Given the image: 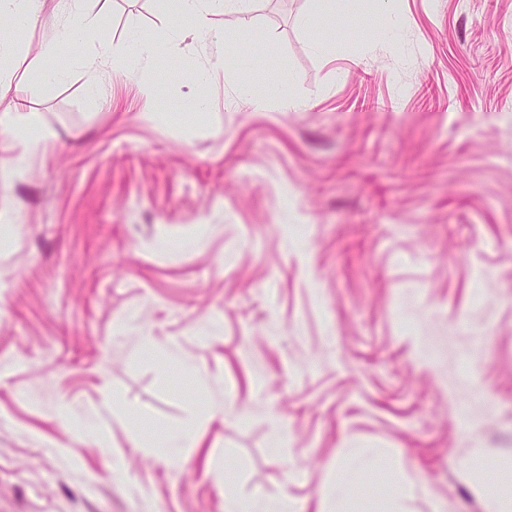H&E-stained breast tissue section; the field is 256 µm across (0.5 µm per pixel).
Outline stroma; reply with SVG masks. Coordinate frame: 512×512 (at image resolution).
<instances>
[{"label": "stroma", "mask_w": 512, "mask_h": 512, "mask_svg": "<svg viewBox=\"0 0 512 512\" xmlns=\"http://www.w3.org/2000/svg\"><path fill=\"white\" fill-rule=\"evenodd\" d=\"M160 48L98 74L45 0L15 32L27 107L0 104V512H494L512 468V0H394L305 24L253 0L222 43L169 0H89ZM395 40L387 49L386 37ZM274 48L250 70L238 57ZM178 57L170 68L169 57ZM212 70L197 84L198 68ZM149 71L161 90H141ZM290 82L302 108L237 89ZM201 115L182 111L194 97ZM50 135L24 152L18 131ZM111 403V443L94 427ZM189 432L172 458L134 435ZM224 511L225 512H292V504L284 494L264 496L259 501L258 507H252L249 510L244 508L243 504L227 487L224 489Z\"/></svg>", "instance_id": "stroma-1"}]
</instances>
